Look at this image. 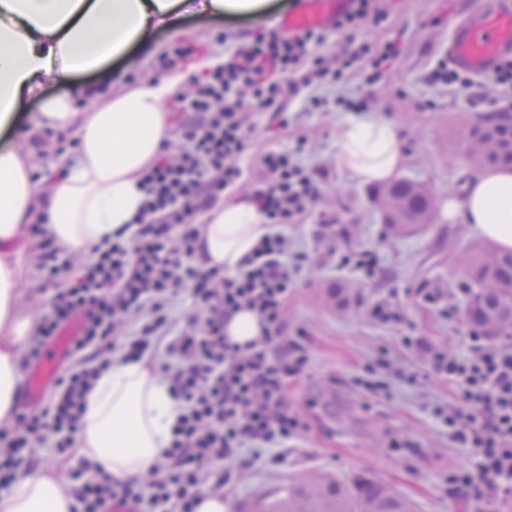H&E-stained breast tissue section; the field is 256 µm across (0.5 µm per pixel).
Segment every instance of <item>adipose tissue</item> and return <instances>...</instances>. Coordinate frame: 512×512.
<instances>
[{"label":"adipose tissue","mask_w":512,"mask_h":512,"mask_svg":"<svg viewBox=\"0 0 512 512\" xmlns=\"http://www.w3.org/2000/svg\"><path fill=\"white\" fill-rule=\"evenodd\" d=\"M267 0H0V133L12 132L26 99L41 98L37 127L74 133L73 158L50 165L42 193L32 172L37 155L0 144V423L14 414L21 379L19 347L35 320L19 299L24 287L19 240L25 225L44 220L57 246L82 253L128 224L143 202L139 180L171 138L167 101L189 71L174 68L116 86L109 68L137 67L133 47L177 14L253 16ZM95 74L80 87L87 106L71 95L43 98L46 85ZM338 168L383 183L405 156L391 124L347 121L336 141ZM443 218H463L481 237L512 250V167L474 172L462 196L449 198ZM268 231L251 202L217 204L205 215L198 257L204 267L234 271ZM175 419L174 403L141 363L113 365L86 398L78 453L118 481L145 473L160 459ZM61 474L41 469L0 492V512H75Z\"/></svg>","instance_id":"1"}]
</instances>
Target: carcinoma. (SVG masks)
Here are the masks:
<instances>
[{"mask_svg": "<svg viewBox=\"0 0 512 512\" xmlns=\"http://www.w3.org/2000/svg\"><path fill=\"white\" fill-rule=\"evenodd\" d=\"M512 140V122L490 119L470 129L462 150L474 165H509L510 159L494 160L498 142ZM407 181L395 184L389 227L396 234L413 232L423 226L418 205L405 189ZM463 263L474 287L477 304L487 321L475 322L487 336L512 330V252L475 246ZM261 512H412L410 504L387 484L371 478L343 482L329 476L299 477L291 480L277 499L260 505Z\"/></svg>", "mask_w": 512, "mask_h": 512, "instance_id": "1", "label": "carcinoma"}]
</instances>
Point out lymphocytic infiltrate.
<instances>
[{
  "label": "lymphocytic infiltrate",
  "instance_id": "1",
  "mask_svg": "<svg viewBox=\"0 0 512 512\" xmlns=\"http://www.w3.org/2000/svg\"><path fill=\"white\" fill-rule=\"evenodd\" d=\"M326 39L310 27L292 37L257 32L234 48L223 68L180 96L191 121L180 129L177 152L162 150L141 178L144 199L131 224L104 244L92 247L80 266L59 259L46 225L28 229L39 251L41 277L58 287L27 345V359H40L64 327L75 325L73 364L53 381L40 409L19 414L0 429V489L9 487L36 444L54 439L72 448L83 429L85 401L114 359L153 363L175 403L176 418L162 457L148 473V493L119 486L95 469L71 489L79 512H196L203 490L223 489L213 466L243 450L283 448L307 429L288 401V380L308 357L288 338V296L306 275L307 254L288 225L308 218L322 197L321 171L302 161L307 149L298 138L288 149L271 148L259 159L260 175L250 201L270 231L235 272L205 269L195 261L201 227L198 217L235 189L245 175L247 128L268 112L279 128L293 121L285 92L313 82L344 84L359 71L367 44L344 50L335 66L312 54ZM249 95L251 111L240 108ZM191 295L197 315L183 314ZM248 308L261 318L259 341L230 342L224 324ZM404 345L432 371L460 391L458 404L436 407L448 434L474 459L450 478L477 512H495L512 497V342H486L472 334L460 353L422 338Z\"/></svg>",
  "mask_w": 512,
  "mask_h": 512
}]
</instances>
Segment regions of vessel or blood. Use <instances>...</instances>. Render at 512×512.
<instances>
[{
	"label": "vessel or blood",
	"instance_id": "obj_1",
	"mask_svg": "<svg viewBox=\"0 0 512 512\" xmlns=\"http://www.w3.org/2000/svg\"><path fill=\"white\" fill-rule=\"evenodd\" d=\"M351 5V0H298L295 10L276 18L275 24L291 33L315 26L330 28ZM507 57H512V0H475L474 7L449 33V63L460 71L487 78ZM70 339V334H63L39 359L20 391V400L36 396L57 374L59 355Z\"/></svg>",
	"mask_w": 512,
	"mask_h": 512
}]
</instances>
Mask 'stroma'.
Instances as JSON below:
<instances>
[{
  "label": "stroma",
  "mask_w": 512,
  "mask_h": 512,
  "mask_svg": "<svg viewBox=\"0 0 512 512\" xmlns=\"http://www.w3.org/2000/svg\"><path fill=\"white\" fill-rule=\"evenodd\" d=\"M470 3L386 0L384 23L365 25L349 37L330 33L319 48L330 57L351 40L369 42L377 50L389 42L401 45V55L385 64L375 81L358 77L344 86L319 89L328 97L364 98L367 111L303 112L288 129L270 130L260 123L248 133L245 165L255 166L267 147L285 148L302 136L309 145L307 164L325 173L317 216L288 229L302 241L312 266L288 297L289 334L308 354L304 371L288 381V399L306 416L308 429L300 447L263 449L259 466L246 468L237 459L226 462V469L237 475L224 493L233 512H252L258 498L279 496L292 478L318 473L347 481L380 480L407 498L414 512H476L449 481L456 471L471 467L473 458L449 439L432 409L436 403L455 402L457 392L410 355L401 339L408 329L437 345L456 350L468 346L472 328L463 308L469 281L459 258L480 238L468 224L444 221L437 212L423 229L393 236L379 205L383 185L362 182L336 165L339 126L364 117L382 119L392 125L405 153L399 178L422 185L439 200L462 194L474 172L460 149L463 136L512 105L489 82L484 97L469 98L431 79L445 60L440 45L451 20ZM291 6L292 0H274L267 14L254 19L191 17L179 33L154 31L139 69L116 68L112 80L131 84L140 76L163 73L168 65L186 64L189 56L178 53L185 46L196 56L228 53L253 32L271 28V16ZM34 248L32 241H25L26 287L20 306L37 315L48 307L56 288L39 278ZM359 249L378 255L380 270L374 277L338 267V253ZM335 286L346 288L345 306L328 301L327 291ZM432 287L447 289L456 308L453 319H439L423 302L422 289ZM382 296L402 305L405 326L381 324L364 315L365 305ZM381 349L417 369L419 383L392 382L386 396L359 387L358 379L368 377V366Z\"/></svg>",
  "instance_id": "stroma-1"
}]
</instances>
